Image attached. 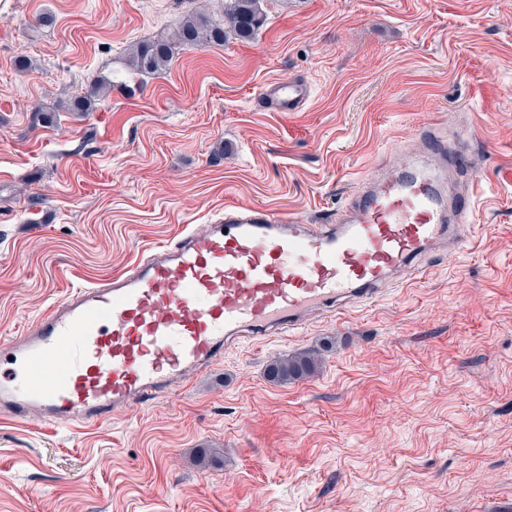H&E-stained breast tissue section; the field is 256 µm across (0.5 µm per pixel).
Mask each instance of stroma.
<instances>
[{
	"instance_id": "obj_1",
	"label": "stroma",
	"mask_w": 512,
	"mask_h": 512,
	"mask_svg": "<svg viewBox=\"0 0 512 512\" xmlns=\"http://www.w3.org/2000/svg\"><path fill=\"white\" fill-rule=\"evenodd\" d=\"M192 6L0 0V338L224 207L322 223L434 121L472 159L448 194L482 190L469 242L105 424L0 416V512H512V0H265L252 40L66 111ZM293 79L303 111L259 106ZM307 351L315 374L268 381Z\"/></svg>"
}]
</instances>
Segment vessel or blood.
<instances>
[{
	"label": "vessel or blood",
	"instance_id": "vessel-or-blood-1",
	"mask_svg": "<svg viewBox=\"0 0 512 512\" xmlns=\"http://www.w3.org/2000/svg\"><path fill=\"white\" fill-rule=\"evenodd\" d=\"M306 81L268 83L260 104L301 111ZM472 201L405 167L368 183L350 217L319 226L265 207L225 208L130 269L75 288L0 342V414L78 429L188 387L235 338L265 340L338 303L379 294L430 248L469 241Z\"/></svg>",
	"mask_w": 512,
	"mask_h": 512
}]
</instances>
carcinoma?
<instances>
[{"label": "carcinoma", "instance_id": "cac0c4a2", "mask_svg": "<svg viewBox=\"0 0 512 512\" xmlns=\"http://www.w3.org/2000/svg\"><path fill=\"white\" fill-rule=\"evenodd\" d=\"M263 0H224V16L215 19L200 5L187 13L182 23L166 38L158 41H143L133 44L128 53L129 69L138 75H156L166 70L178 51L203 43L222 44L233 38L249 40L262 28L267 20L262 7ZM114 82L105 79L95 85L91 92L71 103L73 112H89L105 93L112 90ZM318 357L314 352L283 356L269 365L271 380L286 384L300 380L316 372Z\"/></svg>", "mask_w": 512, "mask_h": 512}]
</instances>
